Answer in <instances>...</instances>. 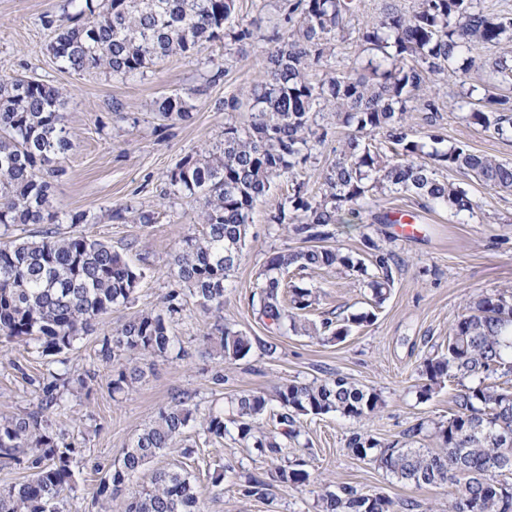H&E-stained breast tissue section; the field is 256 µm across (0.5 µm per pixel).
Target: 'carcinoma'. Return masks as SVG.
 I'll use <instances>...</instances> for the list:
<instances>
[{
    "mask_svg": "<svg viewBox=\"0 0 512 512\" xmlns=\"http://www.w3.org/2000/svg\"><path fill=\"white\" fill-rule=\"evenodd\" d=\"M236 0H67L58 17L41 25L53 31L47 51L58 67L77 73L104 68L119 77L139 74L173 56L188 57L207 43L249 40L254 25L232 24ZM358 0H296L284 25L272 35L277 43L263 59L264 79L251 88V120L245 127L224 124V140L203 153L185 155L167 175L165 194L186 198L197 209L203 231L189 235L174 257L171 275L188 293L174 288L158 310L143 311L103 339L105 362L119 367L111 380L120 393L143 375L136 358L164 357L175 347L170 321L190 296L215 322L203 334L205 353L219 362L246 359L251 338L222 322L224 282L243 258L249 215L276 180L288 179V192L270 217L302 243L297 250L271 253L259 272L260 318L277 330L323 343L339 342L352 327L372 323L387 299L398 269L394 253L364 237L373 250L365 261L331 244L336 225L360 224L377 195H409L423 209L437 205L457 214L475 213L459 183L437 178L441 168L473 177L496 192H512V165L477 154L465 146H443L444 138L409 137L414 112L435 115L443 103L435 78L467 51L512 41V18L478 7L477 0H419L416 9L388 8L364 20L357 30L367 64L358 61L325 73L336 41L351 34ZM66 100L50 83L0 78V229L45 224L39 238L0 243V338L22 340L43 357L59 358L88 335L112 308L132 301L143 271L112 246L83 235H66L53 209L55 180L63 174L57 160L70 148L64 128ZM459 108L466 118L497 136L512 131V100L470 88ZM193 105L180 95L161 97L160 117L182 120ZM329 112L348 128L336 162L327 168L323 188L311 193L297 171L324 142L317 119ZM384 135L396 160L365 142ZM299 272L339 269L372 293L371 309L318 323L306 318L316 292L285 280ZM420 396L428 399L447 383L455 385V409L434 423L436 447H415L425 424L404 429L402 438L383 443L351 431L346 450L398 481L416 487L448 483L456 497L448 512H512V292L480 295L452 324L447 344L425 357L416 369ZM86 387L69 373L42 379L37 409L0 419V464L27 463L30 474L0 488V512H63L64 500L77 491L74 460L79 449L54 432L47 411L63 406L65 396ZM384 401L375 390L360 388L339 375L288 380L274 393H242L224 408L201 414L190 397L176 394L153 421L132 439L93 490L96 501L120 494L158 454L180 445L197 421L208 439H222L234 428L238 440L257 449L268 468L245 476L232 465L211 476L221 486L238 480L245 498L264 500L276 484L311 482L308 461L289 459L300 443L301 418L335 412L355 422L375 415ZM318 512H395L382 493H362L343 484L318 495ZM127 512H201L191 475L156 471L150 485L135 495Z\"/></svg>",
    "mask_w": 512,
    "mask_h": 512,
    "instance_id": "obj_1",
    "label": "carcinoma"
}]
</instances>
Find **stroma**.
I'll return each instance as SVG.
<instances>
[{"label":"stroma","instance_id":"1","mask_svg":"<svg viewBox=\"0 0 512 512\" xmlns=\"http://www.w3.org/2000/svg\"><path fill=\"white\" fill-rule=\"evenodd\" d=\"M63 5L64 0H0V77L49 80L66 93L64 125L72 147L59 160L64 173L55 183L54 204L63 213L83 214L84 220L74 226L61 224L60 229L112 245L145 272L133 301L103 315L93 332L66 356L67 369L87 374L88 380L85 390L69 397L66 414L53 419L79 450L75 474L80 489L65 500L64 512H125L128 497L148 485L157 470L190 472L203 512H316L318 495L342 484L380 492L396 502H415V512H447L454 487L398 482L348 454L345 442L356 428L390 442L399 439L411 423L421 420L430 425L447 418L453 407L452 385L422 400L417 394L416 367L431 346L447 343L449 329L467 300L512 286V194L491 191L479 181L442 169L439 179L464 182L479 205L475 215L456 216L440 206L422 210L406 197L384 196L365 215L360 229H338L335 243L344 251L368 257L364 241L369 238L393 250L401 265L389 297L370 325L354 329L344 341L322 343L285 328H267L251 303L268 255L300 246L287 229L269 222L286 189L284 182H276L250 214L244 258L229 276L224 294V322L251 337L250 357L222 364L204 356L202 336L212 318L191 304L171 324L184 357L141 360V381L133 389L113 393V367L99 356L103 338L137 312L159 305L175 286L170 269L183 238L202 230L183 199L165 196L167 176L183 156L222 140L225 122L248 125L247 108L228 112L224 101L245 97L263 79L262 61L273 47L271 35L288 10V0H236V21L258 24L252 41L208 45L192 56L168 58L125 79L102 69L78 74L58 68L47 51L52 32L40 19L60 15ZM479 55L482 65L438 76L436 90L447 106L439 112L435 129L446 144H463L512 164V133L489 136L449 106L465 86L502 94L488 63L499 56L511 58L512 43L480 50ZM215 60L225 68L216 82L210 79ZM172 92L191 99L190 119L163 121L154 112L156 98ZM326 126L324 144L300 172L314 194L320 193L323 172L334 163L345 136L344 128L334 121ZM127 204L133 205V212L125 221H113V209ZM397 209L416 213L420 237L404 239L394 225L379 223V216ZM142 211L153 213V223L139 222ZM295 280L318 295L307 314L311 321L333 314L344 317L369 307V289L343 271H305ZM267 343L276 344L275 354H265ZM49 369L46 358L31 346L0 343V417L32 409L38 402V382ZM331 374L377 390L384 405L377 415L360 423L334 413L304 417L305 443L296 454L309 461L314 482L297 489L274 486L265 500L244 498L229 481L213 487L210 476L224 465L254 472L264 469L266 462L233 436L211 441L193 426L185 433L183 447L160 453L106 505L94 503L91 487L173 394L189 393L204 411L226 405L246 391L269 393L288 379Z\"/></svg>","mask_w":512,"mask_h":512}]
</instances>
